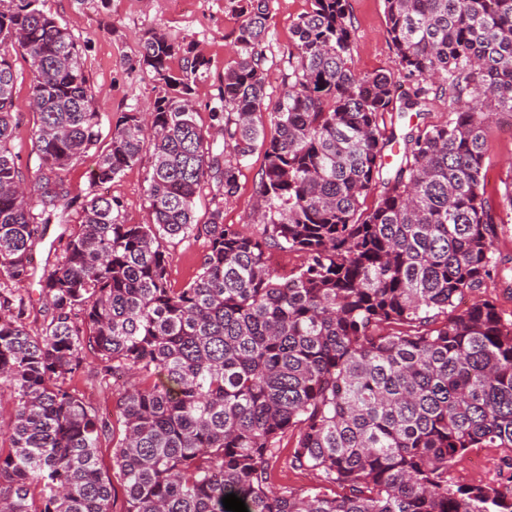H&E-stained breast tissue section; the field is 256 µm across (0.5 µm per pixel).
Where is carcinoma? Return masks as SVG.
I'll list each match as a JSON object with an SVG mask.
<instances>
[{"label": "carcinoma", "instance_id": "carcinoma-1", "mask_svg": "<svg viewBox=\"0 0 512 512\" xmlns=\"http://www.w3.org/2000/svg\"><path fill=\"white\" fill-rule=\"evenodd\" d=\"M42 2L0 0V381L14 406L0 426V512H112L110 421L70 385L88 353L100 381L136 378L114 404L124 512H227L231 493L248 512H512V320L491 300L457 310L499 273L498 225L512 216V180L503 218L483 173L492 116L512 117V0H384L399 64L419 80L399 109L392 76L355 70L349 0H310L269 105V0H230L236 57L211 126L192 99L209 60L153 30L136 63L156 99L105 136L82 45ZM11 50L30 61L39 116L30 191L10 150ZM432 97L445 119L411 126L383 177L385 114L420 119ZM104 138L89 191L71 196L68 171ZM147 145L148 221L128 224L97 186ZM258 151L253 235L224 223V202ZM51 224L65 229L33 332L14 285ZM196 234L208 249L175 288L165 243ZM272 249L304 260L281 274ZM289 435L291 464L322 482L304 496L271 486ZM473 448L506 453L497 482L448 479Z\"/></svg>", "mask_w": 512, "mask_h": 512}]
</instances>
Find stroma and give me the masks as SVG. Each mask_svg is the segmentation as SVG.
Instances as JSON below:
<instances>
[{
  "instance_id": "stroma-1",
  "label": "stroma",
  "mask_w": 512,
  "mask_h": 512,
  "mask_svg": "<svg viewBox=\"0 0 512 512\" xmlns=\"http://www.w3.org/2000/svg\"><path fill=\"white\" fill-rule=\"evenodd\" d=\"M43 7L66 26L83 46V61L90 78L95 102L102 112L103 124H111L120 113L150 106L156 93L151 78L135 64L145 35L162 30L175 40L194 44L198 54L209 60L206 73L194 87L193 102L202 126H210V112L218 103L224 86V65L234 55V31L238 18L230 0H44ZM310 7V0H271L269 76L270 101L281 95V75L288 69V51L294 41L293 25ZM354 31V61L363 73H389L397 78L398 95L411 91L413 83L402 78L395 49L387 34L383 0H349ZM19 75L13 111L19 121L10 144L16 166L25 179L38 171V156L33 132L38 117L33 112L28 93L30 64L21 55L11 58ZM152 165L151 151H144L141 161L103 185L106 195L120 201L125 220L142 224L147 220L145 178ZM264 169L262 153H255L242 168L239 190L224 205L225 223L256 233L254 224L255 189ZM487 194L499 199L504 180L512 177V123L492 125L484 160ZM62 225H49L44 241L33 252L29 280L20 286L30 295L29 326L40 329L43 307L38 301L39 282L56 261L55 247ZM207 249L203 237H190L169 243V279L180 288L196 275ZM501 453L492 448L469 452L455 463L448 476L455 481L492 482L499 473Z\"/></svg>"
}]
</instances>
